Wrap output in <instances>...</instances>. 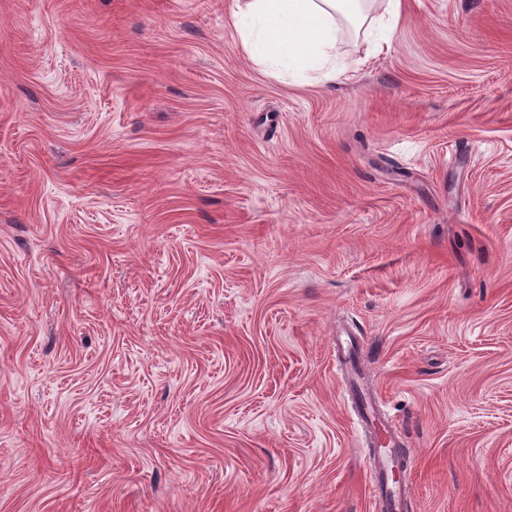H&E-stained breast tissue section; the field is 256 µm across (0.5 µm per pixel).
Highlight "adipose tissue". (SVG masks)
<instances>
[{
    "label": "adipose tissue",
    "mask_w": 512,
    "mask_h": 512,
    "mask_svg": "<svg viewBox=\"0 0 512 512\" xmlns=\"http://www.w3.org/2000/svg\"><path fill=\"white\" fill-rule=\"evenodd\" d=\"M232 24L248 59L267 69L320 73L336 80L330 59L340 23L359 31L380 27L392 33L402 0H389L386 16L368 15L367 0H234Z\"/></svg>",
    "instance_id": "1"
}]
</instances>
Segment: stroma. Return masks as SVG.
Returning a JSON list of instances; mask_svg holds the SVG:
<instances>
[{"mask_svg":"<svg viewBox=\"0 0 512 512\" xmlns=\"http://www.w3.org/2000/svg\"><path fill=\"white\" fill-rule=\"evenodd\" d=\"M232 0H0V512H512V0L336 84ZM399 444L391 435L388 436L384 447L372 448V457L375 460V468L370 474L373 494L379 509L383 512H405L407 510V494L401 483L392 480L389 482V474L393 467L392 452Z\"/></svg>","mask_w":512,"mask_h":512,"instance_id":"35a3bbf8","label":"stroma"}]
</instances>
